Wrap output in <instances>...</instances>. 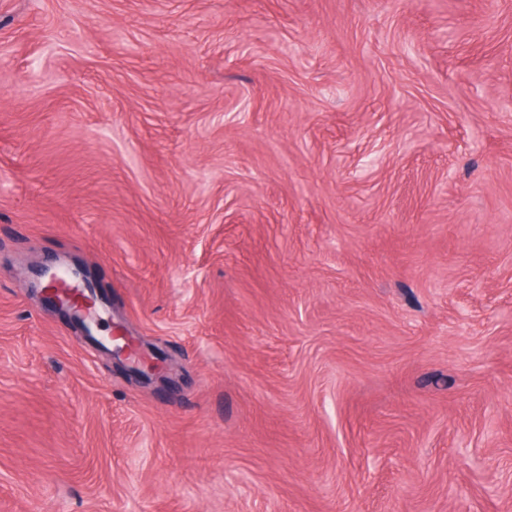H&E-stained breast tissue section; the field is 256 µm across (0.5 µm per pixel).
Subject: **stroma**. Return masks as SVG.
I'll use <instances>...</instances> for the list:
<instances>
[{"mask_svg": "<svg viewBox=\"0 0 512 512\" xmlns=\"http://www.w3.org/2000/svg\"><path fill=\"white\" fill-rule=\"evenodd\" d=\"M0 512H512V0H0ZM64 286L67 288L68 295L76 301L80 315L93 319L103 313L102 303L91 298V293L84 282L72 278L64 282Z\"/></svg>", "mask_w": 512, "mask_h": 512, "instance_id": "obj_1", "label": "stroma"}]
</instances>
